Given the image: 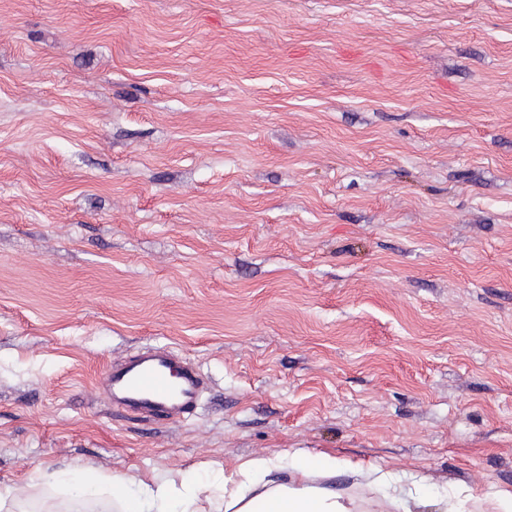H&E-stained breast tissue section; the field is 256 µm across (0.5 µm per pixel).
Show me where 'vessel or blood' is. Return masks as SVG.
<instances>
[{
  "label": "vessel or blood",
  "instance_id": "vessel-or-blood-1",
  "mask_svg": "<svg viewBox=\"0 0 512 512\" xmlns=\"http://www.w3.org/2000/svg\"><path fill=\"white\" fill-rule=\"evenodd\" d=\"M206 387L192 363L168 350H141L113 360L99 384L114 410L166 422L195 414Z\"/></svg>",
  "mask_w": 512,
  "mask_h": 512
}]
</instances>
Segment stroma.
<instances>
[{
	"label": "stroma",
	"instance_id": "stroma-1",
	"mask_svg": "<svg viewBox=\"0 0 512 512\" xmlns=\"http://www.w3.org/2000/svg\"><path fill=\"white\" fill-rule=\"evenodd\" d=\"M149 346L192 418L100 394ZM297 451L356 512L353 464L411 512L512 493V0H0L12 512ZM206 387L192 363L168 350H141L113 360L99 384L112 410L166 422L195 414ZM52 478L55 483L65 487L71 498L76 502L89 498L91 494V483L88 474L85 471H80L78 467H75L74 470L55 473L51 475Z\"/></svg>",
	"mask_w": 512,
	"mask_h": 512
}]
</instances>
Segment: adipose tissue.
Returning <instances> with one entry per match:
<instances>
[{
	"label": "adipose tissue",
	"mask_w": 512,
	"mask_h": 512,
	"mask_svg": "<svg viewBox=\"0 0 512 512\" xmlns=\"http://www.w3.org/2000/svg\"><path fill=\"white\" fill-rule=\"evenodd\" d=\"M279 468L275 459L254 458L243 463L236 475L222 477L205 487L190 477L176 483L162 476L154 485L134 489L129 479L116 476L112 479V491L121 512H352L342 494L308 482L314 472L325 478L333 477L334 458L294 453L293 481L287 485L269 484V475ZM204 488L210 493L205 501L200 498Z\"/></svg>",
	"instance_id": "adipose-tissue-1"
}]
</instances>
